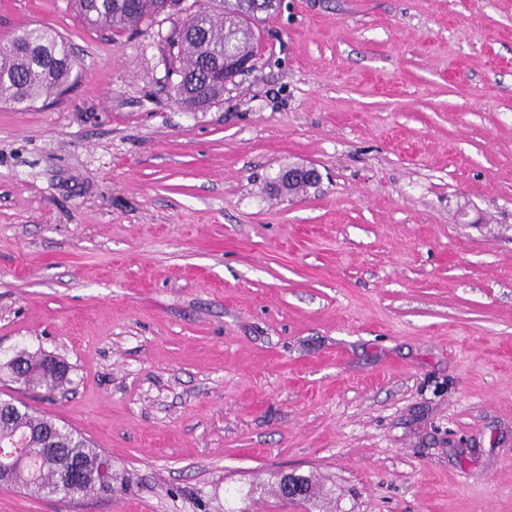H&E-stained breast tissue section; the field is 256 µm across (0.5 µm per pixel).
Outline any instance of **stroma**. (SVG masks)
I'll return each mask as SVG.
<instances>
[{
	"label": "stroma",
	"instance_id": "stroma-1",
	"mask_svg": "<svg viewBox=\"0 0 512 512\" xmlns=\"http://www.w3.org/2000/svg\"><path fill=\"white\" fill-rule=\"evenodd\" d=\"M35 25L74 81L0 104V363L70 382L0 399L128 483L0 512H512V0H283L197 110L171 21L0 0V46ZM298 165L320 182L277 194ZM49 353L45 351H20L4 366L8 369L12 381L28 388H41L48 393L63 389L69 382L70 366L62 362V368L48 365Z\"/></svg>",
	"mask_w": 512,
	"mask_h": 512
}]
</instances>
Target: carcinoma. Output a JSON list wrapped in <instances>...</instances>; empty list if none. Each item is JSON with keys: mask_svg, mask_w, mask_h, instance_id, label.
Returning a JSON list of instances; mask_svg holds the SVG:
<instances>
[{"mask_svg": "<svg viewBox=\"0 0 512 512\" xmlns=\"http://www.w3.org/2000/svg\"><path fill=\"white\" fill-rule=\"evenodd\" d=\"M83 22L93 28L136 33L167 7L179 42L171 66L176 100L197 108L224 94L225 54L255 56L258 25L276 14L281 0H208L193 11L179 0H74ZM74 60L67 41L45 27H25L0 47V103L29 108L58 99L72 85ZM45 351H20L6 363L12 381L54 393L69 382V365H48ZM21 452L11 453L9 449ZM101 449L46 414L0 400V486L30 496H72L114 491L112 474H102Z\"/></svg>", "mask_w": 512, "mask_h": 512, "instance_id": "1", "label": "carcinoma"}]
</instances>
